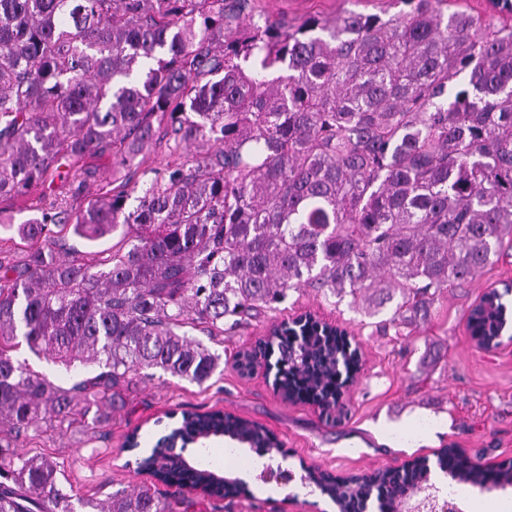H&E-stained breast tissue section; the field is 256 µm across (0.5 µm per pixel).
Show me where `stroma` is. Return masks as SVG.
<instances>
[{
    "instance_id": "obj_1",
    "label": "stroma",
    "mask_w": 512,
    "mask_h": 512,
    "mask_svg": "<svg viewBox=\"0 0 512 512\" xmlns=\"http://www.w3.org/2000/svg\"><path fill=\"white\" fill-rule=\"evenodd\" d=\"M256 5L271 16L294 20L334 15L345 2L256 0ZM178 159L162 139L139 156L137 169L129 173L113 170L107 155L96 160L97 171L85 183L71 176L58 178L27 195L0 198V216L18 224L40 216L53 202L83 206L102 192L121 188L125 180L151 181ZM504 281H512V246L474 281L442 291L428 316L413 325L392 322L391 302L371 315L352 307L349 299L314 288L288 291L276 310L249 325L213 337L189 329L190 337L220 357L219 371L205 384L141 370L95 431L79 422L68 427L46 423L20 435L17 448L56 462L71 494L103 502L112 493L150 484V477L128 467L131 455L122 445L134 427L153 428L168 411L223 410L271 430L281 450L246 466H224L227 477L245 479L247 493L204 504L203 512H329L330 501L303 480L305 468L312 465L339 475L362 474L417 457L431 458L448 446L465 449L468 457L484 462L512 458V345L479 349L466 328L471 306L486 289ZM304 313L346 329L362 353V372L343 398L344 411L329 416L303 401H283L263 366L246 375L235 366L238 354L253 349L273 321ZM17 356L66 389L99 372L95 364L59 366L24 346ZM265 462L292 471L293 481L285 487L262 483L258 473Z\"/></svg>"
}]
</instances>
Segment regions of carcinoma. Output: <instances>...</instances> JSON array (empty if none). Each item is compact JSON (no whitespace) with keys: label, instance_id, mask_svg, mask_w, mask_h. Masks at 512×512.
Segmentation results:
<instances>
[{"label":"carcinoma","instance_id":"cac0c4a2","mask_svg":"<svg viewBox=\"0 0 512 512\" xmlns=\"http://www.w3.org/2000/svg\"><path fill=\"white\" fill-rule=\"evenodd\" d=\"M445 0H385L295 23L255 0H0V198L112 151L129 170L166 125L168 149H193L142 186L71 214L55 204L8 230L21 264L0 262V420L16 434L78 410L105 412L136 371L197 385L219 356L182 328L213 336L275 309L305 286L377 312L423 318L437 294L476 278L512 235V26L504 9L444 13ZM112 253L61 257L49 225ZM508 319L505 296L473 308L485 349ZM70 367L104 368L64 389L14 357L15 339ZM284 390L329 400L354 364L346 343L309 326L277 336ZM227 436L263 452L273 434L229 413L181 414L140 465L146 487L106 503L76 500L56 463L0 438V512H189V494L239 488L212 458L182 477L156 466L170 437ZM453 485L512 487V465L477 470L457 448L436 456ZM427 471H373L342 482L311 467L308 484L352 512L370 498L395 512Z\"/></svg>","mask_w":512,"mask_h":512}]
</instances>
